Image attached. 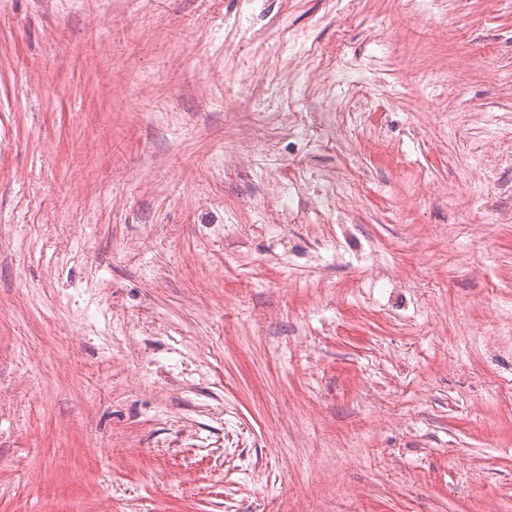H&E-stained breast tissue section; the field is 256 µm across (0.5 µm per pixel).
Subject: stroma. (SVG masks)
<instances>
[{"label": "stroma", "instance_id": "35a3bbf8", "mask_svg": "<svg viewBox=\"0 0 512 512\" xmlns=\"http://www.w3.org/2000/svg\"><path fill=\"white\" fill-rule=\"evenodd\" d=\"M0 512H512V0H0Z\"/></svg>", "mask_w": 512, "mask_h": 512}]
</instances>
